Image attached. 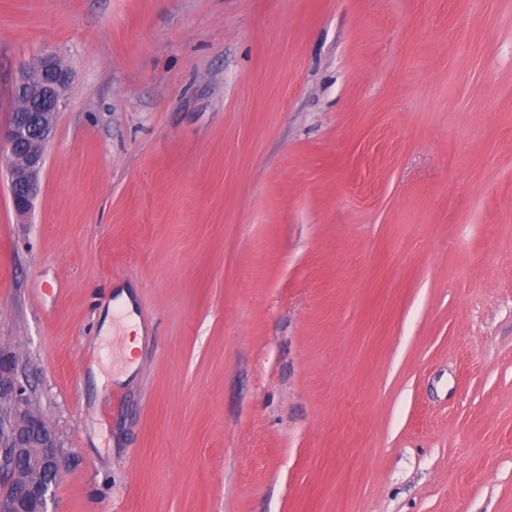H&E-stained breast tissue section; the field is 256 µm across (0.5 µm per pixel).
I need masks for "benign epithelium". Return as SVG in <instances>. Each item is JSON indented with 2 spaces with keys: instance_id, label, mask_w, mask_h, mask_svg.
I'll return each instance as SVG.
<instances>
[{
  "instance_id": "obj_1",
  "label": "benign epithelium",
  "mask_w": 512,
  "mask_h": 512,
  "mask_svg": "<svg viewBox=\"0 0 512 512\" xmlns=\"http://www.w3.org/2000/svg\"><path fill=\"white\" fill-rule=\"evenodd\" d=\"M69 85L68 72L51 54L43 56L33 67L19 73L15 99L34 103L14 108L0 141L10 155V192L17 214L24 215L32 207L38 190V174L44 163L43 144L50 136L54 119ZM34 441L40 448L39 464L46 474L56 479L64 469L59 442L42 418L25 414L23 391L13 379L12 369L0 356V484L9 494L5 512H47L46 499L52 483L30 485L19 479L22 449Z\"/></svg>"
}]
</instances>
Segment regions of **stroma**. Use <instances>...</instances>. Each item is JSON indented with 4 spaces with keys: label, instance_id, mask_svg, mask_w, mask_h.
<instances>
[{
    "label": "stroma",
    "instance_id": "1",
    "mask_svg": "<svg viewBox=\"0 0 512 512\" xmlns=\"http://www.w3.org/2000/svg\"><path fill=\"white\" fill-rule=\"evenodd\" d=\"M47 53L0 353L48 512H512V0H0V128ZM68 85V72L51 54L43 56L35 67L24 66L19 73L15 100L23 98L35 104L16 106L8 127L0 130V141L10 155V192L18 215L30 210L37 195L43 144L52 132ZM117 302L129 314L126 331V356L130 360H135L136 355L142 345L143 329L139 326L138 321L133 313L135 308L134 294L132 291L123 288L117 297Z\"/></svg>",
    "mask_w": 512,
    "mask_h": 512
}]
</instances>
